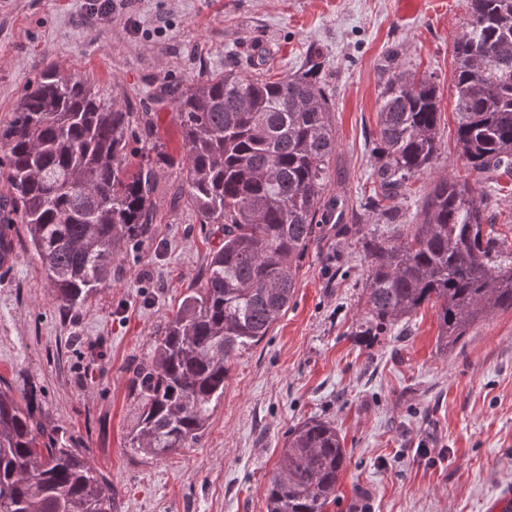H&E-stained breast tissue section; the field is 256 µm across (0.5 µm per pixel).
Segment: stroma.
<instances>
[{"label":"stroma","mask_w":512,"mask_h":512,"mask_svg":"<svg viewBox=\"0 0 512 512\" xmlns=\"http://www.w3.org/2000/svg\"><path fill=\"white\" fill-rule=\"evenodd\" d=\"M0 0V126L47 67L105 99L150 112L169 156L148 242L112 264V282L81 309L63 307L17 247L0 268V376L80 439L112 484V512H267L270 476L295 425L333 422L347 452L325 512H492L512 487V312L439 351L437 307L367 343L362 240L391 227L366 210L377 178L378 93L391 58L439 89L441 153L390 204L414 224L434 174L475 182L512 244V181L499 187L455 149L453 39L468 0ZM320 62L335 110L328 196L344 229L325 225L285 314L230 363L201 441L162 459L128 448L132 370L166 320L201 287L221 240L199 223L180 174L185 158L166 88L259 65L276 79Z\"/></svg>","instance_id":"1"}]
</instances>
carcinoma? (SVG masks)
Returning a JSON list of instances; mask_svg holds the SVG:
<instances>
[{
	"mask_svg": "<svg viewBox=\"0 0 512 512\" xmlns=\"http://www.w3.org/2000/svg\"><path fill=\"white\" fill-rule=\"evenodd\" d=\"M469 2L453 44L455 140L462 159L497 183L512 179V0ZM174 95L188 200L224 245L129 379L137 416L128 446L155 458L202 439L231 358L260 343L286 310L301 262L337 208L325 196L336 130L317 62L274 81L260 68L213 73ZM437 99L432 77L399 66L381 86L380 188L367 206L394 233L362 242L367 313L356 335H382L430 304L438 308V347L448 350L475 325L512 311V247L494 229L488 196L446 174L431 185L418 223H400L384 205L437 160ZM135 122L153 154L130 148ZM165 156L149 113L42 70L0 126V180L10 191L0 204V267L13 253L9 232L21 224L56 299L83 307L110 284L116 256L152 235ZM345 462L331 422L295 426L270 479L268 512H324ZM0 512H112V484L87 448L1 376Z\"/></svg>",
	"mask_w": 512,
	"mask_h": 512,
	"instance_id": "obj_1",
	"label": "carcinoma"
}]
</instances>
